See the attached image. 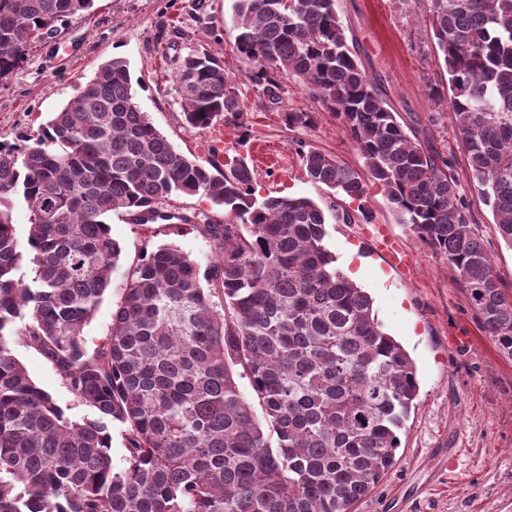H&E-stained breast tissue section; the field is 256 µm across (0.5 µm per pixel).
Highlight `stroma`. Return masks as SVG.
Instances as JSON below:
<instances>
[{
    "instance_id": "1",
    "label": "stroma",
    "mask_w": 512,
    "mask_h": 512,
    "mask_svg": "<svg viewBox=\"0 0 512 512\" xmlns=\"http://www.w3.org/2000/svg\"><path fill=\"white\" fill-rule=\"evenodd\" d=\"M232 5L233 0H93L88 12L63 22L55 36L35 44L25 62L0 80V141L37 131L100 64L121 58L140 110L176 150L203 161L211 141L222 138L225 159L247 162L258 197H307L330 210L334 197L308 178L304 151L318 149L357 171L363 168L360 153L340 123L320 112L295 80L285 79L283 100L274 104L246 79L248 66L233 51ZM337 11L357 39L362 67L405 125L458 159L459 188L471 203L474 231L504 292L512 295V248L471 188L447 110L433 108L425 94L426 84L443 82L445 74L428 31V0H337ZM217 33L223 36L219 45L213 39ZM201 49L219 54L238 79L244 127L220 117L208 128L186 130L174 77L183 57ZM288 109L314 118L288 128L283 121ZM362 206L371 222L328 219L325 245L338 257L353 246L365 258L356 283L370 293L384 332L412 358L419 395L399 434L395 465L354 512H512V359L480 330L447 259L400 224L383 188L369 184ZM106 221L122 248L121 267L84 329L90 350L109 334L123 269L144 246L175 243L203 270L211 260L208 240L191 228L141 226L120 211ZM377 225L409 256L408 267L392 265L376 248L371 231ZM12 350L69 417L88 415L39 352L19 341Z\"/></svg>"
}]
</instances>
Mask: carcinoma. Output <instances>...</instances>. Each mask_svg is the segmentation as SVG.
I'll return each mask as SVG.
<instances>
[{"label": "carcinoma", "instance_id": "cac0c4a2", "mask_svg": "<svg viewBox=\"0 0 512 512\" xmlns=\"http://www.w3.org/2000/svg\"><path fill=\"white\" fill-rule=\"evenodd\" d=\"M92 4L0 0V80L31 41ZM233 25L245 78L277 103L281 77L295 78L361 153L363 173L304 153L308 177L336 197V221L369 220L342 199L382 186L401 223L447 258L480 327L511 359L512 296L472 228L455 162L405 130L359 65L336 0H234ZM428 27L448 79L427 96L446 103L472 187L512 248V0H430ZM175 82L189 129L243 112L238 82L206 49L183 59ZM311 119L284 113L290 128ZM194 196L225 220L162 209ZM18 200L29 210L24 241ZM114 211L196 228L215 256L202 275L173 243L143 248L110 334L90 352L84 329L122 253L104 221ZM325 224L307 197L258 199L244 161L220 168L176 151L134 101L121 58L100 65L37 134L0 142V512H352L395 464L419 387L370 295L336 267ZM25 264L28 281L17 276ZM15 337L95 416L71 419L32 382Z\"/></svg>", "mask_w": 512, "mask_h": 512}]
</instances>
